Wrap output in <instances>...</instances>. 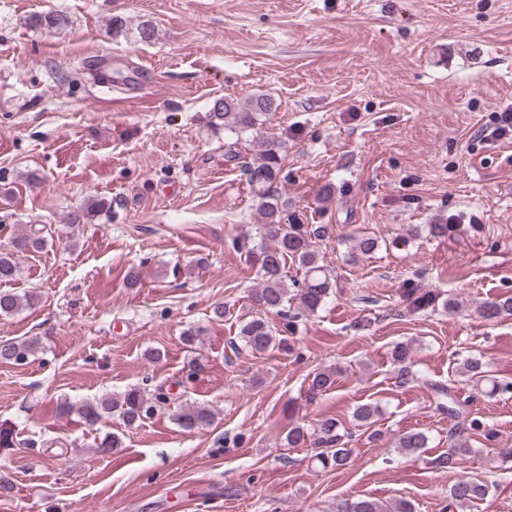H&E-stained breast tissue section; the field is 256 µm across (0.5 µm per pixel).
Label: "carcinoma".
Masks as SVG:
<instances>
[{
	"label": "carcinoma",
	"instance_id": "carcinoma-1",
	"mask_svg": "<svg viewBox=\"0 0 512 512\" xmlns=\"http://www.w3.org/2000/svg\"><path fill=\"white\" fill-rule=\"evenodd\" d=\"M32 28L48 32H59L71 25V18L58 11L34 14L29 18ZM275 109L271 97L261 94L244 101L233 98H219L211 108V118L224 126V132L235 138L229 144V160H235L239 153L234 150L243 136L249 135L257 146V153L251 161L241 165L243 174L258 199L257 235L259 283L251 293V301L257 309V316L246 321L239 330L244 347L262 355L274 348L287 346L288 335L293 333L299 318L317 312L326 302L332 288L331 274L316 250V240L325 234L321 225L289 224L286 212L288 199L272 189L282 162V143L274 138L260 136L267 115ZM105 208L102 200H90L81 207L70 211L67 224L75 227L91 222ZM350 254L369 255L379 248V241L372 235L361 232L349 238ZM43 240L36 234L22 233L13 238L8 253L0 254V283L14 281L20 273L16 261L19 253L37 250ZM293 263L303 271L301 281L285 280L284 270ZM405 308L414 314L435 306L437 295L430 289L411 283L403 292ZM38 301L35 293L19 295L12 291H0V317H10ZM481 316L486 320L512 314V297L484 302L480 305ZM278 321L273 323L269 316ZM35 347L33 340H0V363L23 365L27 363ZM411 344L400 342L392 349V359L398 366L395 376L400 387L418 380L412 370ZM463 373L476 385L483 386V392L494 395L512 394V382L486 377L484 363L478 358H469L463 364ZM336 370L321 369L313 373L308 384V398L314 399L330 390L335 383ZM426 385L435 394L436 410L448 417V452L435 459L436 467L456 469L460 462L474 452L470 436L483 434L488 440L494 438L482 419L473 414L467 404L460 401L448 384L428 380ZM170 401V393L159 388L148 395L138 388H131L116 397H102L86 402L77 408L82 419L94 424L105 415H116L127 427L140 426L152 418ZM379 405L365 402L357 405L353 419L358 425L372 426L380 418ZM214 419L212 409L205 404H187L176 414L179 427L185 432L199 430ZM290 448L310 445L316 449L315 459L324 469L342 470L350 463L353 448L352 434L341 431V422L335 417H326L313 429L296 424L285 436ZM428 437L422 431H405L398 435L395 447L405 455H413L427 447ZM490 493L487 483L477 477L462 476L448 489L449 512H462L484 501ZM337 512H414L412 503L406 500L396 502L376 498L347 500L341 503Z\"/></svg>",
	"mask_w": 512,
	"mask_h": 512
}]
</instances>
